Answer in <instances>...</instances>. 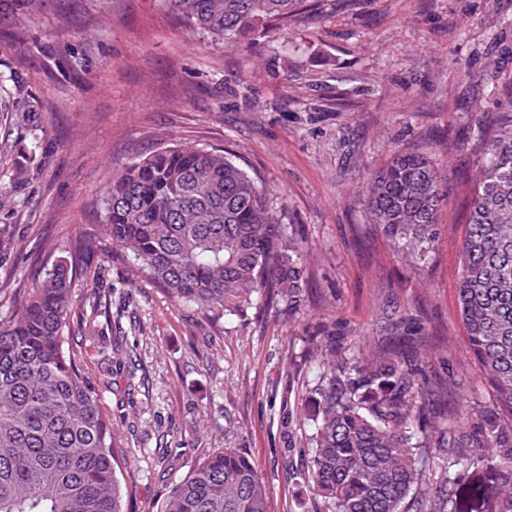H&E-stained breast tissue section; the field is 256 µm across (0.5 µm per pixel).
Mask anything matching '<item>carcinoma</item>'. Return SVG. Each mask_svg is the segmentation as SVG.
<instances>
[{"label": "carcinoma", "mask_w": 512, "mask_h": 512, "mask_svg": "<svg viewBox=\"0 0 512 512\" xmlns=\"http://www.w3.org/2000/svg\"><path fill=\"white\" fill-rule=\"evenodd\" d=\"M194 32L240 43L271 33L308 0H163ZM507 118L474 135L479 178L461 247L458 308L495 411L448 410L446 384L419 378L424 344L400 337L367 354L333 344L320 351L313 451L302 479L334 512H512V92ZM41 142L5 143L22 171ZM446 178L426 153H397L364 190L370 225L412 264L439 239ZM112 243L130 252L136 277L155 282L210 322L262 299L301 303L303 241L275 217L269 192L224 150L163 147L112 176L103 197ZM67 264L15 291L0 317V512H122L112 421L65 348L72 306ZM418 445L451 451L476 467L405 502L427 483ZM265 478L244 452L224 448L194 465L163 512H268Z\"/></svg>", "instance_id": "1"}]
</instances>
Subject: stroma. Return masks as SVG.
<instances>
[{
    "label": "stroma",
    "instance_id": "1",
    "mask_svg": "<svg viewBox=\"0 0 512 512\" xmlns=\"http://www.w3.org/2000/svg\"><path fill=\"white\" fill-rule=\"evenodd\" d=\"M512 89V0H329L235 46L190 32L162 0H0V104L22 97L42 146L22 177L0 158V314L14 289L95 252L74 278L67 347L122 450L123 512H160L195 463L239 448L269 512H332L298 477L314 426L302 406L327 339L426 344L427 378L471 413L493 395L457 308L477 164L471 133ZM230 153L305 246L300 307L204 323L116 250L101 200L113 174L162 147ZM429 154L448 181L440 237L412 269L368 224L362 191L393 153Z\"/></svg>",
    "mask_w": 512,
    "mask_h": 512
}]
</instances>
